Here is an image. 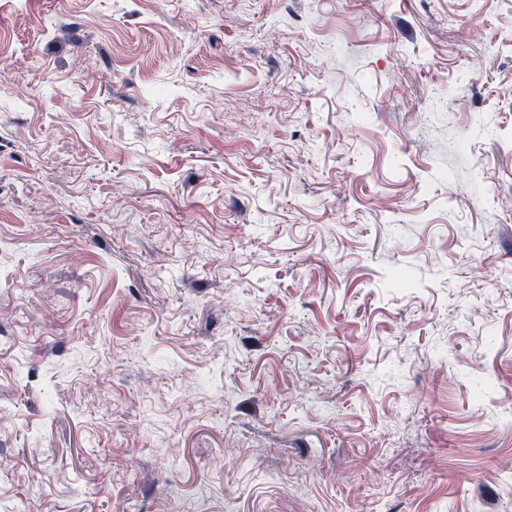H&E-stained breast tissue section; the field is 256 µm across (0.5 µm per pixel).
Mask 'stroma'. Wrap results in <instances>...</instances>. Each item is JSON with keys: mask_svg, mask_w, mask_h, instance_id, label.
Listing matches in <instances>:
<instances>
[{"mask_svg": "<svg viewBox=\"0 0 512 512\" xmlns=\"http://www.w3.org/2000/svg\"><path fill=\"white\" fill-rule=\"evenodd\" d=\"M40 497L512 512V0H0V512Z\"/></svg>", "mask_w": 512, "mask_h": 512, "instance_id": "1", "label": "stroma"}]
</instances>
